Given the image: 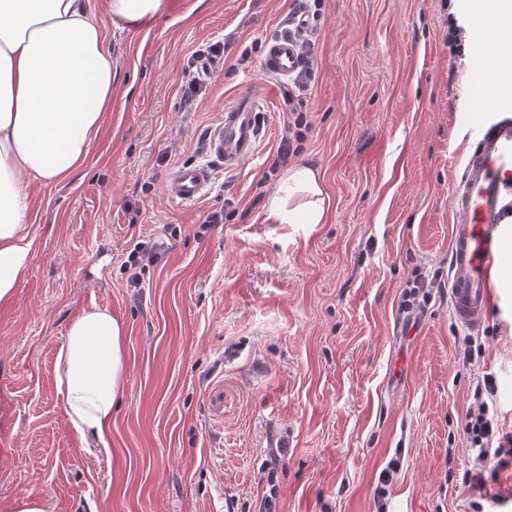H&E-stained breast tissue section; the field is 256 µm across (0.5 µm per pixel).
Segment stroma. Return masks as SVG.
Wrapping results in <instances>:
<instances>
[{
    "instance_id": "obj_1",
    "label": "stroma",
    "mask_w": 512,
    "mask_h": 512,
    "mask_svg": "<svg viewBox=\"0 0 512 512\" xmlns=\"http://www.w3.org/2000/svg\"><path fill=\"white\" fill-rule=\"evenodd\" d=\"M294 0H169L151 25L108 23L115 98L83 169L30 189L33 260L0 308V498L50 512H490L512 465L464 482L476 379L512 374V280L504 306L466 334L448 300L449 192L471 148L463 114L474 0H323L311 126L299 158L319 167L323 224H274L266 200L288 132L287 78L260 68ZM226 43L201 93L185 70ZM264 100L258 153L225 170L206 138L226 106ZM215 168L207 195L168 198L166 177ZM220 211L224 221L207 223ZM155 261L139 284L127 256ZM437 278L416 324L402 295ZM108 308L127 330V367L107 445L69 426L54 361L70 322ZM401 470L385 500L379 472ZM142 245L136 246L128 255L127 268L131 270L130 282L138 284L141 275L153 260L152 250ZM2 512H49L46 499L41 496L24 495L0 500Z\"/></svg>"
}]
</instances>
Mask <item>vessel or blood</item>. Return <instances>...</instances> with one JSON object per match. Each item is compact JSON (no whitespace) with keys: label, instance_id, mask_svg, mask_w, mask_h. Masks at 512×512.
I'll return each instance as SVG.
<instances>
[{"label":"vessel or blood","instance_id":"b4317fda","mask_svg":"<svg viewBox=\"0 0 512 512\" xmlns=\"http://www.w3.org/2000/svg\"><path fill=\"white\" fill-rule=\"evenodd\" d=\"M510 46V31L490 40L476 37L475 72L488 70L491 49ZM299 47L295 37L268 40L260 62L263 73L284 76L293 72L299 63ZM262 110L261 99L249 92L225 108L209 135L210 149L225 169H237L255 154L262 135ZM467 120L474 145L462 178L449 195L454 220L448 240V288L454 320L476 329L495 305L499 284L512 275L501 259L506 243L502 227L512 224V87L480 86ZM212 179L208 166L182 165L166 178L164 191L172 200L193 203L207 193Z\"/></svg>","mask_w":512,"mask_h":512}]
</instances>
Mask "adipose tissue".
Returning a JSON list of instances; mask_svg holds the SVG:
<instances>
[{
	"label": "adipose tissue",
	"mask_w": 512,
	"mask_h": 512,
	"mask_svg": "<svg viewBox=\"0 0 512 512\" xmlns=\"http://www.w3.org/2000/svg\"><path fill=\"white\" fill-rule=\"evenodd\" d=\"M108 20L131 28L168 0H107ZM93 0H0V307L33 259L29 187L68 179L86 161L112 110V56ZM329 196L316 168L289 166L270 194L276 224H322ZM126 327L106 308L83 310L56 353L58 393L71 428L106 441L124 388Z\"/></svg>",
	"instance_id": "adipose-tissue-1"
}]
</instances>
